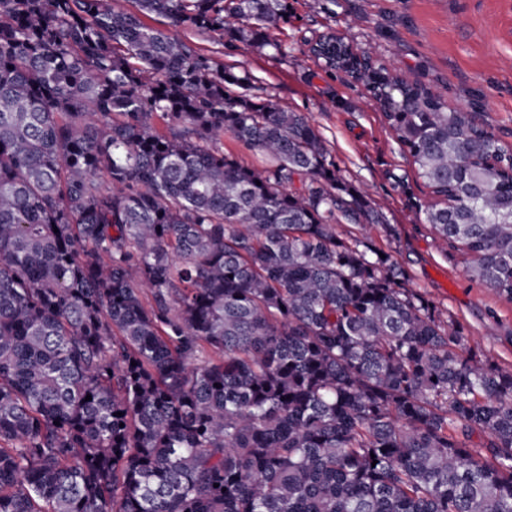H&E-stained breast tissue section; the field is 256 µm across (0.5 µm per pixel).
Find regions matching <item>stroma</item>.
Here are the masks:
<instances>
[{"instance_id":"stroma-1","label":"stroma","mask_w":512,"mask_h":512,"mask_svg":"<svg viewBox=\"0 0 512 512\" xmlns=\"http://www.w3.org/2000/svg\"><path fill=\"white\" fill-rule=\"evenodd\" d=\"M288 20L275 36L281 50L228 47L178 30L179 38L248 74L260 95L304 114L325 140L345 182L364 189L379 218L363 228L340 222L342 238L386 252L407 288L457 322L481 358L512 368V300L471 281L464 257L424 224L434 196L393 138L365 84L349 73L326 74L309 52L334 33L355 52L407 72L442 91L449 109L469 112L512 147V0H288Z\"/></svg>"}]
</instances>
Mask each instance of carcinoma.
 Returning <instances> with one entry per match:
<instances>
[{
    "mask_svg": "<svg viewBox=\"0 0 512 512\" xmlns=\"http://www.w3.org/2000/svg\"><path fill=\"white\" fill-rule=\"evenodd\" d=\"M134 3L0 0V512H512V370L338 236L373 211L304 115L171 33L279 51L288 0ZM349 73L512 300V148ZM224 152L232 154L239 162L252 168L262 169L267 166V161L259 152L239 146L229 135H224Z\"/></svg>",
    "mask_w": 512,
    "mask_h": 512,
    "instance_id": "obj_1",
    "label": "carcinoma"
}]
</instances>
